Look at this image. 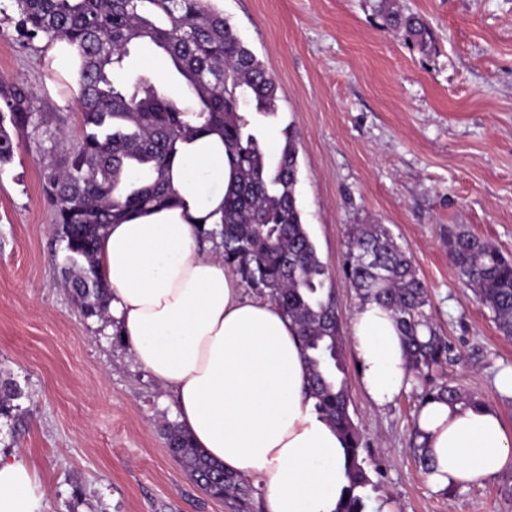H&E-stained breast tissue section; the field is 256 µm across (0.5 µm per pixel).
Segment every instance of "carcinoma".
I'll return each instance as SVG.
<instances>
[{
    "instance_id": "carcinoma-1",
    "label": "carcinoma",
    "mask_w": 512,
    "mask_h": 512,
    "mask_svg": "<svg viewBox=\"0 0 512 512\" xmlns=\"http://www.w3.org/2000/svg\"><path fill=\"white\" fill-rule=\"evenodd\" d=\"M15 28L46 51L63 43L76 63L82 134L56 159L61 141L46 131L43 187L65 252L62 284L84 317L107 321V287L95 271L99 240L109 224L151 210L181 206L170 185L178 144L205 134L224 142L230 180L222 228L205 233L221 249L224 265L250 289L280 308L296 328L309 373L315 410L344 441L349 486L337 512H364L362 491L371 484L367 442L350 414L345 336L330 272L319 259L299 206V146L284 133L278 152L266 154L249 131L248 112L277 111L278 85L213 0H10ZM383 28L401 32L420 51L432 44L428 22L405 12L398 0H378ZM149 44L163 62L172 96L140 78H118L131 51ZM35 93L26 84L0 80V171L20 147L4 121L20 130L33 124ZM448 260L459 282L492 314L499 332L512 337V258L460 229L448 236ZM344 272L360 300L390 310L414 379L431 400L474 404L477 399L435 373L449 347L433 322L428 289L409 255L383 224H359L348 236ZM16 387L0 384V415L10 414ZM170 456L214 499L250 512L260 490L224 472L192 446L182 427L165 425Z\"/></svg>"
}]
</instances>
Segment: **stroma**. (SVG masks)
<instances>
[{"mask_svg": "<svg viewBox=\"0 0 512 512\" xmlns=\"http://www.w3.org/2000/svg\"><path fill=\"white\" fill-rule=\"evenodd\" d=\"M424 17L423 53L384 30L376 0H217L279 84L277 112L254 115L275 154L299 143V201L343 322L358 303L344 275L348 231L383 224L430 291L453 352L442 376L494 406L512 432V338L448 261L457 228L512 256V0H401ZM24 82L36 113L68 138L81 114L69 62L24 46L0 24V78ZM41 131L19 133L0 171V382L23 392L0 417V456L37 470L50 512H232L169 455L163 388L129 346L84 318L60 285L64 253L42 187ZM350 413L369 444L370 502L390 512H512V473L432 488L410 446L419 386L372 405L350 379Z\"/></svg>", "mask_w": 512, "mask_h": 512, "instance_id": "obj_1", "label": "stroma"}]
</instances>
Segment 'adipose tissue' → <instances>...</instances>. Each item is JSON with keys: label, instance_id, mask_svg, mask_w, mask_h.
<instances>
[{"label": "adipose tissue", "instance_id": "1", "mask_svg": "<svg viewBox=\"0 0 512 512\" xmlns=\"http://www.w3.org/2000/svg\"><path fill=\"white\" fill-rule=\"evenodd\" d=\"M228 179L221 139L199 138L171 166L183 207L108 225L95 258L108 314L194 446L260 488L261 512H336L348 484L343 444L314 409L295 329L268 299L247 295L202 237L220 225ZM351 336L375 406L411 388L390 310L359 303ZM415 424L435 490L512 471V434L492 406L432 400ZM47 509L32 465L0 458V512Z\"/></svg>", "mask_w": 512, "mask_h": 512}]
</instances>
